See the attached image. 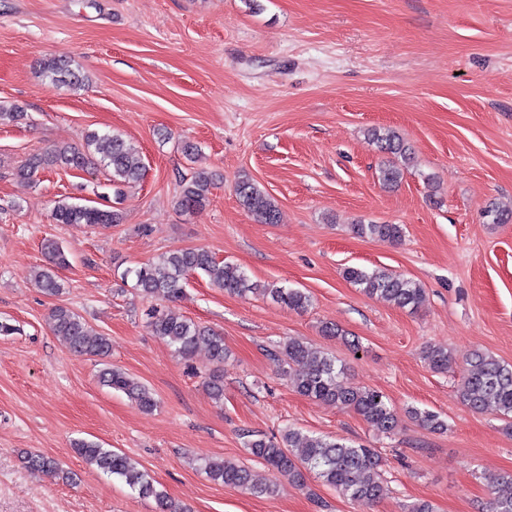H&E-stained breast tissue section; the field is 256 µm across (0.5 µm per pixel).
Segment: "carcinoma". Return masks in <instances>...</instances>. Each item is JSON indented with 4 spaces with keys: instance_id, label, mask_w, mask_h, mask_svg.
<instances>
[{
    "instance_id": "carcinoma-1",
    "label": "carcinoma",
    "mask_w": 512,
    "mask_h": 512,
    "mask_svg": "<svg viewBox=\"0 0 512 512\" xmlns=\"http://www.w3.org/2000/svg\"><path fill=\"white\" fill-rule=\"evenodd\" d=\"M42 73L53 87H81L84 77L72 68L71 62L58 58L40 61ZM369 135L379 149L391 155L379 168V179L383 185H398L404 171L412 163L411 150L395 132L384 128H372ZM99 167L106 173V187L112 194L102 199L120 200L126 189L142 180L144 165L139 151L120 134L90 131L82 149L64 147L31 155L20 166L15 177L22 183H31L39 171L63 168L84 171ZM215 186L214 174L200 169L180 182L177 205L180 210L191 212L209 201ZM235 194L242 208L261 224H277L280 209L268 193L253 179L245 175L237 182ZM56 224H89L110 226L123 220L121 211L80 203H59L51 213ZM353 232L360 237H369L381 242L395 243L402 235L399 224L352 225ZM44 250L52 260V266L37 272L38 283L47 296H56L61 291L55 269L67 265V257L60 244L49 239ZM201 271L214 285L224 292L245 296L262 293L272 301L293 311H304L311 305L306 292L294 288H267L250 282L242 268L233 263L216 260L206 248H181L171 250L156 260L126 269L122 280L134 279L133 288L143 296L175 303L184 295L187 276ZM344 278L361 289L369 297H380L393 305L416 312L424 302L421 285L402 275L386 270L368 271L359 267H347ZM150 332L165 342L184 360L191 359L200 349L208 351L213 368L205 377L204 387L217 403L224 401V338L211 328L196 323L169 307L151 306L146 313ZM50 329L66 349L90 357H106L110 353L109 339L96 332L87 321L67 306H56L49 317ZM282 365L283 375L300 394L327 401L339 408L358 414L372 429L389 434L399 425L397 412L386 396L374 389L343 385L341 378L345 367L336 364V358L300 338L290 337L272 350ZM422 358L430 369L446 372L452 363L447 349L440 345H428ZM102 385L123 392L139 410L149 413L157 408L154 393L145 384L118 367L108 366L100 371ZM459 400L475 412L493 410L512 431V366L500 361L487 351H475L467 361L464 376L457 386ZM413 420L434 432H443L447 423L439 415L413 408L409 411ZM246 448L252 457L263 464L274 476L288 479L293 486L305 490L310 475L336 490L347 499L364 507L378 502L382 492L381 460L374 449L347 444L329 437L306 434L298 429H288L281 436L246 434ZM74 452L99 472L122 480L143 498L155 500L159 512H187L164 491L157 488L149 474L129 456L110 448H102L91 441H79ZM26 463L32 469L50 475H62L61 463L44 454H29ZM207 477L224 486L240 488L256 497L271 496L276 492L277 482H258L251 471L232 461L208 460L201 464ZM489 512H512V473L503 475L492 491Z\"/></svg>"
}]
</instances>
